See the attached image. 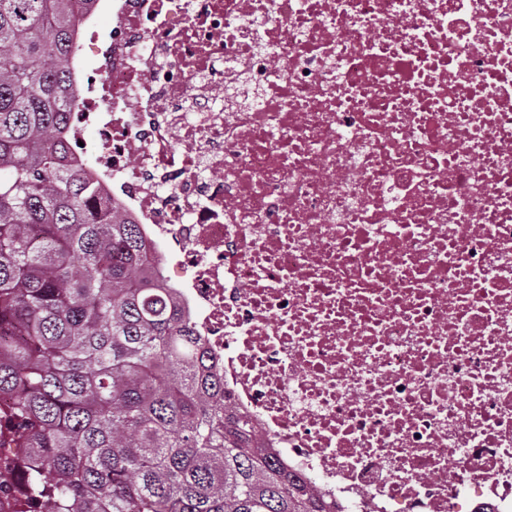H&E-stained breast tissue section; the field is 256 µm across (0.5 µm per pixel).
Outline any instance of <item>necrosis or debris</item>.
I'll list each match as a JSON object with an SVG mask.
<instances>
[{"instance_id": "obj_1", "label": "necrosis or debris", "mask_w": 512, "mask_h": 512, "mask_svg": "<svg viewBox=\"0 0 512 512\" xmlns=\"http://www.w3.org/2000/svg\"><path fill=\"white\" fill-rule=\"evenodd\" d=\"M110 8L73 151L227 405L346 512H512V0Z\"/></svg>"}]
</instances>
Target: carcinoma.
I'll use <instances>...</instances> for the list:
<instances>
[{
	"label": "carcinoma",
	"mask_w": 512,
	"mask_h": 512,
	"mask_svg": "<svg viewBox=\"0 0 512 512\" xmlns=\"http://www.w3.org/2000/svg\"><path fill=\"white\" fill-rule=\"evenodd\" d=\"M0 0V504L31 512H333L224 407V377L69 161L72 5Z\"/></svg>",
	"instance_id": "carcinoma-1"
}]
</instances>
